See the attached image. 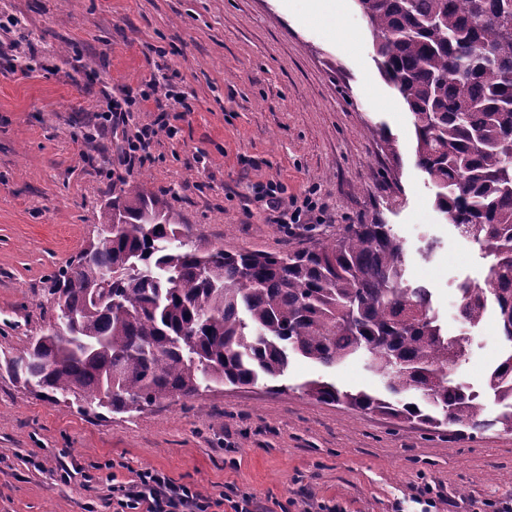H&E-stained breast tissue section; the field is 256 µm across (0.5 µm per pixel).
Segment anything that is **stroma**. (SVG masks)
<instances>
[{"label": "stroma", "instance_id": "35a3bbf8", "mask_svg": "<svg viewBox=\"0 0 512 512\" xmlns=\"http://www.w3.org/2000/svg\"><path fill=\"white\" fill-rule=\"evenodd\" d=\"M286 6L0 0V357L50 320L46 281L94 240L119 179L141 182L193 235L230 253L301 251L382 219L405 242L408 278L432 287L445 328L458 333L456 286L483 284L489 260L436 212L409 109L381 76L354 0L335 30ZM149 79L185 92L191 109L130 113V126L160 132L127 170L99 115ZM273 181L284 199H312L309 223H275L262 193ZM431 237L440 246L426 259ZM471 335L454 377L478 390L501 351L494 317ZM312 375L383 384L361 356L333 368L295 357L285 393L224 386L98 415L36 397L0 365V512H116L113 485L146 467L206 497L250 496L256 512H420L415 498L428 488L437 512L512 500V432L319 403L293 389Z\"/></svg>", "mask_w": 512, "mask_h": 512}]
</instances>
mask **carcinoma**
<instances>
[{"mask_svg": "<svg viewBox=\"0 0 512 512\" xmlns=\"http://www.w3.org/2000/svg\"><path fill=\"white\" fill-rule=\"evenodd\" d=\"M355 2L411 111L436 210L490 257L485 286H458V317L475 328L492 309L512 343V0ZM100 226L111 239L48 289L62 333L48 329L6 361L39 397L131 414L279 380L293 355L337 365L365 354L388 398L320 379L299 389L403 422L512 432V349L481 392L451 377L469 337L448 335L431 289L409 283L390 225L352 224L304 252L227 254L125 181Z\"/></svg>", "mask_w": 512, "mask_h": 512, "instance_id": "carcinoma-1", "label": "carcinoma"}]
</instances>
